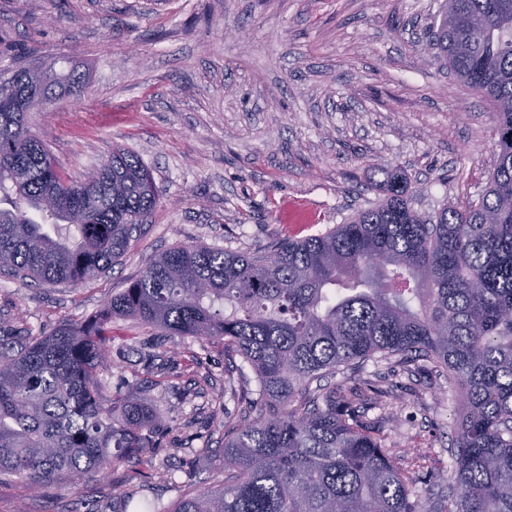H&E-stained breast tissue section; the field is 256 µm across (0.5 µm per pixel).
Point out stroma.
Segmentation results:
<instances>
[{
    "label": "stroma",
    "mask_w": 512,
    "mask_h": 512,
    "mask_svg": "<svg viewBox=\"0 0 512 512\" xmlns=\"http://www.w3.org/2000/svg\"><path fill=\"white\" fill-rule=\"evenodd\" d=\"M442 0H0V74L21 59L87 76L81 100L29 115L71 176L136 154L159 200L127 251L78 286L0 276V318L44 336L94 319L112 294L180 244L233 250L343 223L381 197L383 171L418 210L477 199L493 167L490 103L431 49ZM218 339L112 322L103 399L146 400L156 468L129 461L73 484L0 475V512H170L224 481L225 375ZM381 427L414 474L448 467L457 416L442 386L401 376Z\"/></svg>",
    "instance_id": "stroma-1"
}]
</instances>
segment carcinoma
Returning a JSON list of instances; mask_svg holds the SVG:
<instances>
[{
	"instance_id": "obj_1",
	"label": "carcinoma",
	"mask_w": 512,
	"mask_h": 512,
	"mask_svg": "<svg viewBox=\"0 0 512 512\" xmlns=\"http://www.w3.org/2000/svg\"><path fill=\"white\" fill-rule=\"evenodd\" d=\"M433 46L493 105L495 160L477 200L418 213L408 179L347 221L266 251L176 246L80 326L0 336V473L70 483L153 467L146 403L99 399L112 320L224 340L253 371L248 415L224 432V484L172 512H512V0H446ZM83 74L22 66L0 83V273L76 285L109 269L157 206L139 158L115 148L86 184L60 170L28 113ZM412 365L459 406L438 508L370 425L360 394L320 381Z\"/></svg>"
}]
</instances>
